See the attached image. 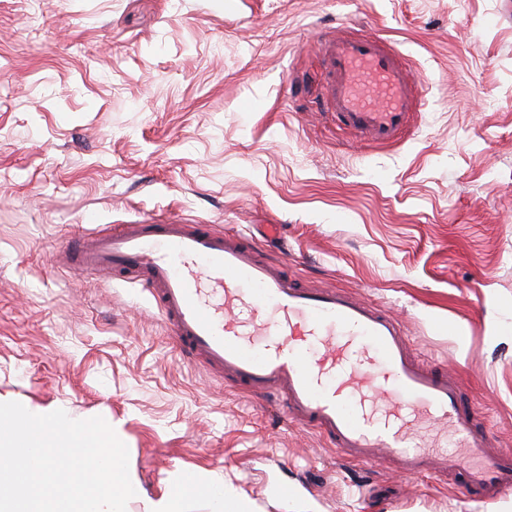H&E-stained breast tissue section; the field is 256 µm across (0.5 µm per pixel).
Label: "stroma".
Wrapping results in <instances>:
<instances>
[{"mask_svg": "<svg viewBox=\"0 0 512 512\" xmlns=\"http://www.w3.org/2000/svg\"><path fill=\"white\" fill-rule=\"evenodd\" d=\"M346 27L424 85L394 145L322 111L321 39ZM171 218L281 225L263 257L388 310L512 448V0H0V400L103 417L150 499L210 482L184 512H512L350 461L183 357L143 286L63 258Z\"/></svg>", "mask_w": 512, "mask_h": 512, "instance_id": "1", "label": "stroma"}]
</instances>
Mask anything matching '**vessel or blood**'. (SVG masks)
Instances as JSON below:
<instances>
[{
	"mask_svg": "<svg viewBox=\"0 0 512 512\" xmlns=\"http://www.w3.org/2000/svg\"><path fill=\"white\" fill-rule=\"evenodd\" d=\"M324 51L323 105L337 126L377 145L400 138L416 101L400 53L366 32L328 38ZM66 256L77 272L142 284L188 359L278 400L348 459L457 472L484 502L512 493V451L495 448L455 375L412 354L398 319L337 288L298 286L250 237L178 220L125 224L72 240Z\"/></svg>",
	"mask_w": 512,
	"mask_h": 512,
	"instance_id": "obj_1",
	"label": "vessel or blood"
}]
</instances>
